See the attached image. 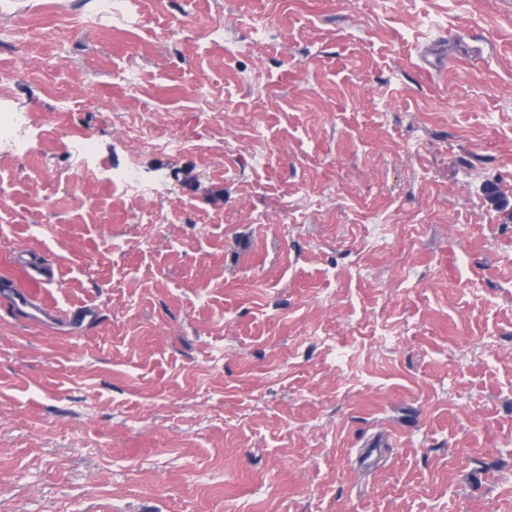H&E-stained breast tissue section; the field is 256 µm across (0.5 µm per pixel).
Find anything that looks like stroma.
I'll use <instances>...</instances> for the list:
<instances>
[{
  "label": "stroma",
  "mask_w": 512,
  "mask_h": 512,
  "mask_svg": "<svg viewBox=\"0 0 512 512\" xmlns=\"http://www.w3.org/2000/svg\"><path fill=\"white\" fill-rule=\"evenodd\" d=\"M500 3L0 0V512H512ZM26 127L25 119L20 116L15 118L14 116L4 119L0 116V148L2 146L6 148H14L18 143L21 142L20 136ZM57 268L45 262L34 250H17L2 261L0 271V297L8 301L6 316L16 313L26 316L29 321L55 326L72 321L93 320L96 311L82 308L72 314L60 311L47 299L48 288L57 281Z\"/></svg>",
  "instance_id": "obj_1"
}]
</instances>
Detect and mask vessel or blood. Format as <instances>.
Instances as JSON below:
<instances>
[{
	"label": "vessel or blood",
	"instance_id": "obj_1",
	"mask_svg": "<svg viewBox=\"0 0 512 512\" xmlns=\"http://www.w3.org/2000/svg\"><path fill=\"white\" fill-rule=\"evenodd\" d=\"M57 280V268L30 249L11 253L0 263V298L7 300V315L23 314L29 321L46 326L94 319L96 312L82 308L68 314L47 299Z\"/></svg>",
	"mask_w": 512,
	"mask_h": 512
}]
</instances>
